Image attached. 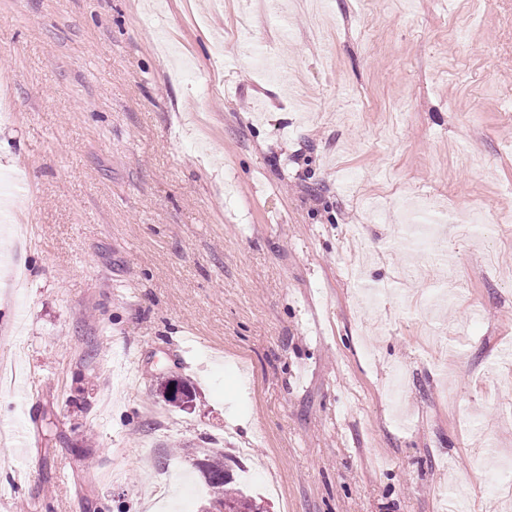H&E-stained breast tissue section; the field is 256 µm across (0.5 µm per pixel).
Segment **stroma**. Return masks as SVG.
<instances>
[{
  "mask_svg": "<svg viewBox=\"0 0 512 512\" xmlns=\"http://www.w3.org/2000/svg\"><path fill=\"white\" fill-rule=\"evenodd\" d=\"M0 0V512H195L178 445L250 443L269 512H512V0ZM429 195L457 272L408 283ZM405 384L390 398L395 368ZM197 388L191 409L154 393ZM176 381H180L183 384L185 391L182 392L183 397H181L180 402L170 403L169 400L166 398V395H167L168 391L170 390V386L173 385L174 382H176ZM156 394L159 397H161L164 402L168 403V405L175 407V408H180V409L181 408H183V409L189 408L194 401L193 386L191 385V382L188 379L182 378V377H165V376H163V377L158 378L157 383H156Z\"/></svg>",
  "mask_w": 512,
  "mask_h": 512,
  "instance_id": "obj_1",
  "label": "stroma"
}]
</instances>
